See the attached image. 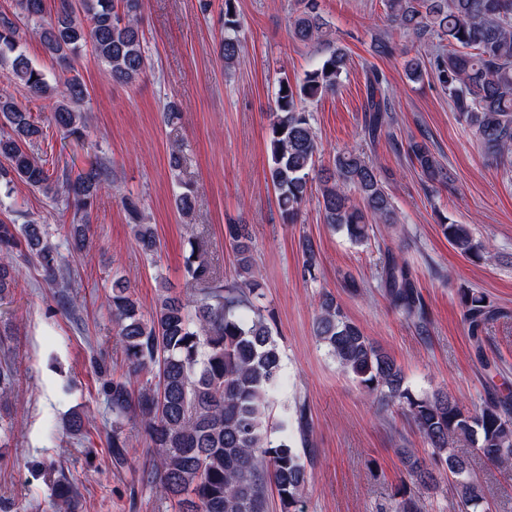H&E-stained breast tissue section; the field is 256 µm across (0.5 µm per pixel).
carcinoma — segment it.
<instances>
[{"label": "carcinoma", "instance_id": "cac0c4a2", "mask_svg": "<svg viewBox=\"0 0 512 512\" xmlns=\"http://www.w3.org/2000/svg\"><path fill=\"white\" fill-rule=\"evenodd\" d=\"M143 0H57L55 14L45 15L44 0H19L21 14L39 22L44 50L68 65L91 45L112 82L132 86L146 70L140 13ZM388 21L418 40L434 44L429 60L405 61V73L419 80L432 72L452 101L459 118L495 162L512 167V0H384ZM236 0H224V62L233 64L242 51L237 36ZM25 31L19 17L0 15V66L11 84L36 97H53V121L68 137H83L79 109L87 88L73 76L50 84L22 52ZM330 26L317 0H297L291 22L292 39L304 46L323 45L325 55L304 78L278 84L269 124L268 180L276 191L283 223L296 222L302 205L317 190L323 223L355 243L371 238L373 225L393 224L395 208L378 167L356 149L336 153L330 166H316L319 145L303 102L336 90L348 70L345 50L329 40ZM364 137L373 141L390 125L383 78H368L364 104ZM0 182L11 189L17 181L40 190L55 202L74 207L69 238L74 250L84 249L94 200L106 183V169L91 163L54 177L35 147L43 131L14 96L0 92ZM406 158L428 182L444 184L450 173L423 141L411 140ZM177 211L190 215L196 204L191 184L181 182ZM123 205L132 220L135 239L149 255L158 251L154 225L138 203ZM442 234L462 256L475 262L490 258L486 245L468 224L446 217ZM235 260L236 278L228 282L191 245L184 265L194 288L185 299L166 290L146 316L127 279L112 278L108 304L122 344L126 373L103 383L112 408V463L127 462L132 431L140 427L154 448L150 467L178 512H267V489L273 486L282 512H301L309 482L307 435L310 423L304 406L295 409L302 447L284 435L272 439L268 413L271 392L281 371L282 354L273 337L272 317L254 303L259 284L253 275V243L245 224L224 226ZM304 272L317 264V247L302 242ZM35 262L54 284L63 270L61 257L38 224H0V298L15 284L13 256ZM381 288L391 307L425 328L428 312L407 263L385 255ZM463 318L476 358L483 366L484 333L501 310L486 294L463 288ZM314 335L343 372L368 393L396 404L414 423L430 447L432 462L412 449L402 453L408 478L432 485L444 474L454 485L462 507L484 508L485 497L469 459L453 444L464 439L491 464L512 466V394L499 393L473 411L437 391L414 396L394 359L352 321L336 297L319 300ZM16 370L9 356L0 360V400L14 395ZM89 417L70 414L66 430L87 437ZM54 512H80V493L61 472L53 481Z\"/></svg>", "mask_w": 512, "mask_h": 512}]
</instances>
